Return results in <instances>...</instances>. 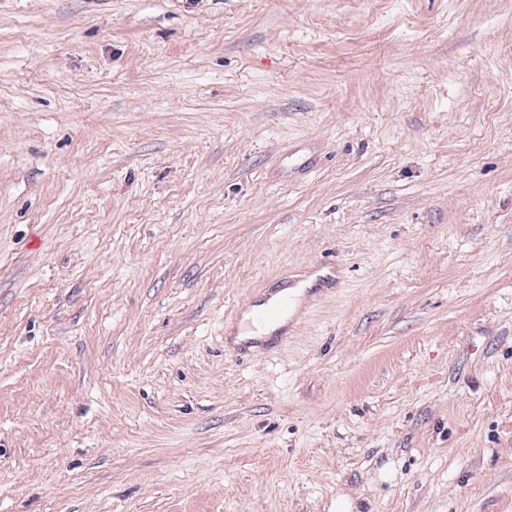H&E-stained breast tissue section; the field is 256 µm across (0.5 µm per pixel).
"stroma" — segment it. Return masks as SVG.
I'll use <instances>...</instances> for the list:
<instances>
[{"instance_id": "1", "label": "stroma", "mask_w": 512, "mask_h": 512, "mask_svg": "<svg viewBox=\"0 0 512 512\" xmlns=\"http://www.w3.org/2000/svg\"><path fill=\"white\" fill-rule=\"evenodd\" d=\"M0 512H512V0H0ZM290 301L282 300L277 304L263 308L256 313V318L259 321L253 320L252 312L248 310L243 317L242 323L236 331V336H233L236 342L246 340H261L267 339L272 336L280 328L288 323V318L283 317L276 322L263 323L265 321H274L279 319L282 315L288 312Z\"/></svg>"}]
</instances>
